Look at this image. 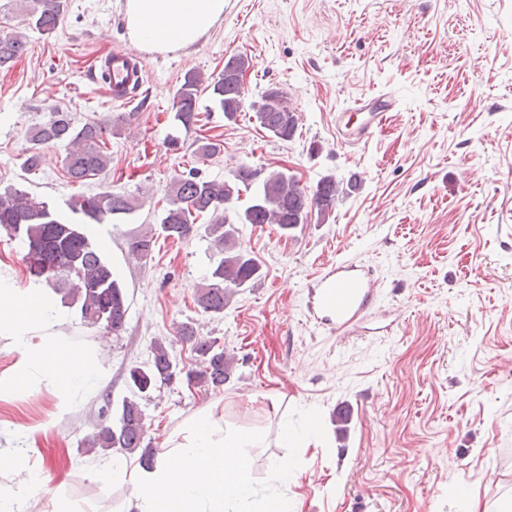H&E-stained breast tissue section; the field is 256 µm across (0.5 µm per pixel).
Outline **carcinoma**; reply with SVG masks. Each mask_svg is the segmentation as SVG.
<instances>
[{
    "label": "carcinoma",
    "instance_id": "cac0c4a2",
    "mask_svg": "<svg viewBox=\"0 0 512 512\" xmlns=\"http://www.w3.org/2000/svg\"><path fill=\"white\" fill-rule=\"evenodd\" d=\"M29 28L42 35L54 33L62 23L63 0H30ZM26 35L0 32V69L9 68L26 52ZM249 68L248 58L237 55L224 63L215 76L204 78L189 71L173 96V119L186 130L198 122L199 98L209 92L212 102L224 112V118L237 120L244 111L245 86L239 76ZM260 125L274 137L288 141L294 136L298 120L290 109L284 93L275 88L265 90L260 101L251 103ZM106 127L99 122L76 124L69 113L55 110L49 119L29 130L31 147L22 166L28 171L38 169V146L61 143L66 147L63 170L73 183L109 171L112 163L108 151ZM255 179L250 167L241 165L228 180L204 179L194 172L171 182L167 207L160 215V228L169 239L182 240L194 232L199 217L208 218L204 233L219 252L204 283L197 286L196 297L204 312L224 314L234 293L248 288L261 275V268L245 251L237 248L240 224H275L286 235L309 223L312 210L318 221L329 219L336 199L343 191L336 179L322 178L312 189L300 184L285 171H273L262 181L243 213L233 212V200L241 189H249ZM72 211L81 215L82 223L62 220L46 201L17 187L0 189V228L18 237L25 248L24 261L29 276L46 285L80 314L81 321L91 327H102L117 333L123 329L129 311L125 289L112 266L98 253L83 232L81 224H105L115 216L133 210L131 200L123 194L105 190L80 194L70 201ZM154 244L153 234L130 237L129 255L148 257ZM190 345L196 354V367L184 372L172 357L174 342ZM151 358L144 366L128 371L130 395L123 398L115 422L102 425L80 441L83 454H139L143 468L155 466L159 449L147 439L145 417L140 400L150 396L159 384H168L185 375L187 384L207 391L218 390L230 376L232 361L215 338L198 336L193 328L178 329L176 340L156 338L149 345Z\"/></svg>",
    "mask_w": 512,
    "mask_h": 512
}]
</instances>
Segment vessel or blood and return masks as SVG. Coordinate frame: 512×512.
<instances>
[{"mask_svg": "<svg viewBox=\"0 0 512 512\" xmlns=\"http://www.w3.org/2000/svg\"><path fill=\"white\" fill-rule=\"evenodd\" d=\"M100 69L113 99L130 103L143 82L140 52L106 55L100 60ZM390 108L388 101H381L361 125L338 130V137L352 143L370 139ZM380 297L379 284L369 269L343 261L315 275L308 287L306 307L318 325L346 336L367 331Z\"/></svg>", "mask_w": 512, "mask_h": 512, "instance_id": "vessel-or-blood-1", "label": "vessel or blood"}]
</instances>
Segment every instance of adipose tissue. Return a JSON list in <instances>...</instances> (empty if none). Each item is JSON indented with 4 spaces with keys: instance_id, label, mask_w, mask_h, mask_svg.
I'll return each mask as SVG.
<instances>
[{
    "instance_id": "obj_1",
    "label": "adipose tissue",
    "mask_w": 512,
    "mask_h": 512,
    "mask_svg": "<svg viewBox=\"0 0 512 512\" xmlns=\"http://www.w3.org/2000/svg\"><path fill=\"white\" fill-rule=\"evenodd\" d=\"M225 0H128L131 38L161 49L194 44L224 14ZM61 313L41 288H18L0 277V339H7L20 359L0 375V394L30 391L38 378L54 391L69 395L93 388L101 373L96 351L73 347L57 326ZM255 429L228 430L214 409L199 411L169 440L154 469L143 472L103 467L102 483L119 479L130 487L128 512H243L255 495L250 452L263 447ZM25 448H0V473L19 477L0 488V512H31L41 489Z\"/></svg>"
}]
</instances>
